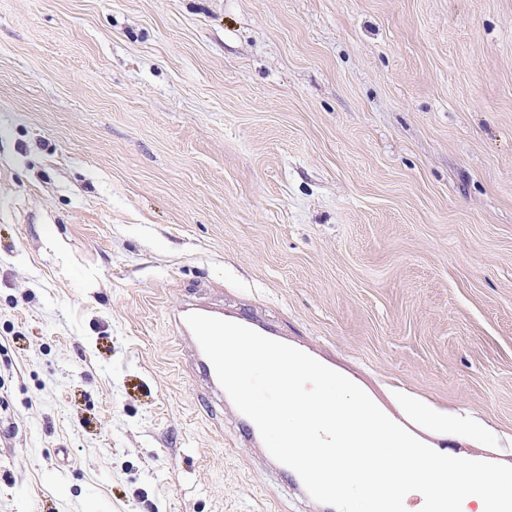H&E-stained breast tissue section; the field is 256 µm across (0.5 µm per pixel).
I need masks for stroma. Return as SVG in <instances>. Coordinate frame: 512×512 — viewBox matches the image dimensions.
Listing matches in <instances>:
<instances>
[{"mask_svg":"<svg viewBox=\"0 0 512 512\" xmlns=\"http://www.w3.org/2000/svg\"><path fill=\"white\" fill-rule=\"evenodd\" d=\"M192 294L512 465V0H0V512H318ZM190 313H200L224 319V306L211 303L200 297H188L179 307L172 311V320L178 330L180 341L187 345L191 351L189 367L193 374L206 382L210 394L224 406V402L234 405L229 395L220 385L214 367L204 354L192 330L185 322V317ZM235 406V405H234Z\"/></svg>","mask_w":512,"mask_h":512,"instance_id":"1","label":"stroma"}]
</instances>
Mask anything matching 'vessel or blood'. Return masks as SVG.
<instances>
[{"mask_svg": "<svg viewBox=\"0 0 512 512\" xmlns=\"http://www.w3.org/2000/svg\"><path fill=\"white\" fill-rule=\"evenodd\" d=\"M191 313H200L220 318L224 315V308L200 297H189L184 299L180 306L173 310L172 320L178 330L180 341L187 345L191 351L189 367L193 374L206 382L214 398L222 403L227 402L229 396L220 385L212 363L204 354L195 335L185 322L186 316Z\"/></svg>", "mask_w": 512, "mask_h": 512, "instance_id": "b4317fda", "label": "vessel or blood"}]
</instances>
